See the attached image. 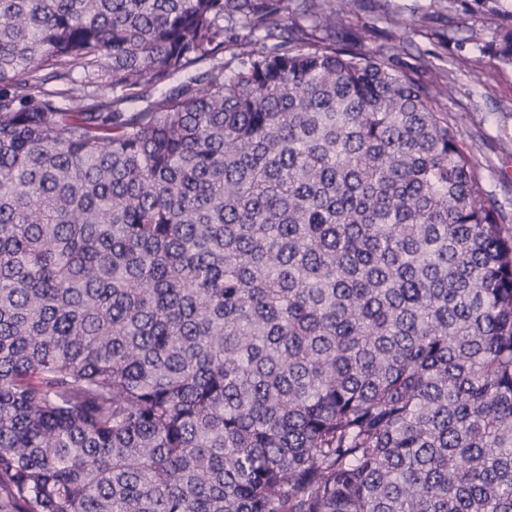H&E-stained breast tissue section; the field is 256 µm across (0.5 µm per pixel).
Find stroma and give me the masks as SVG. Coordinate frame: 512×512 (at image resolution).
Masks as SVG:
<instances>
[{
	"label": "stroma",
	"instance_id": "1",
	"mask_svg": "<svg viewBox=\"0 0 512 512\" xmlns=\"http://www.w3.org/2000/svg\"><path fill=\"white\" fill-rule=\"evenodd\" d=\"M512 23V0H360L345 24L368 32L394 30L405 44L392 54L382 39L366 48L422 81L432 67L448 71V94L438 102L479 164L485 188L512 214V65L486 51L501 24Z\"/></svg>",
	"mask_w": 512,
	"mask_h": 512
}]
</instances>
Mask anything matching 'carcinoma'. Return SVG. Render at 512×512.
<instances>
[{
	"instance_id": "1",
	"label": "carcinoma",
	"mask_w": 512,
	"mask_h": 512,
	"mask_svg": "<svg viewBox=\"0 0 512 512\" xmlns=\"http://www.w3.org/2000/svg\"><path fill=\"white\" fill-rule=\"evenodd\" d=\"M294 2L0 0V512H512L508 217Z\"/></svg>"
}]
</instances>
